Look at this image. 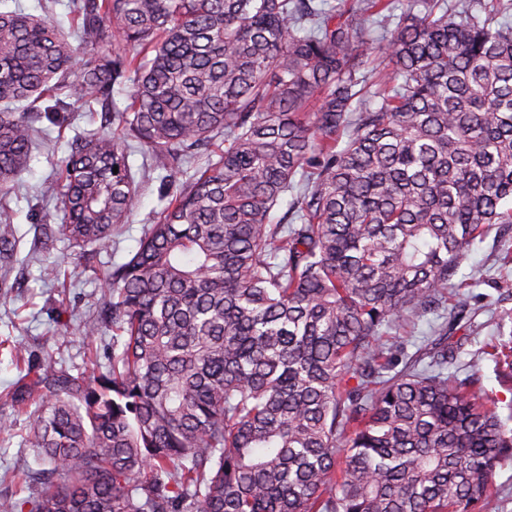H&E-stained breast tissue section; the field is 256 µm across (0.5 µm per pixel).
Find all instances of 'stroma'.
Listing matches in <instances>:
<instances>
[{"label":"stroma","instance_id":"obj_1","mask_svg":"<svg viewBox=\"0 0 512 512\" xmlns=\"http://www.w3.org/2000/svg\"><path fill=\"white\" fill-rule=\"evenodd\" d=\"M131 86L113 92L111 98L94 107L71 101L65 128L49 121L41 126L48 133L47 145L33 150L27 168L7 191L0 193L7 215L16 230V246L10 272L0 277V291L10 297L0 303V419L15 423L10 434H0V495L18 500L38 499L44 466L35 449L25 447L22 437L31 425L36 402L18 406L13 392L25 371L17 367L14 347H22L30 362L52 361L56 370L93 376L105 369L112 355L111 325H104L95 342L83 335L86 323L99 319L104 295L103 273L112 265L126 262L139 246L148 224L161 208V184L181 187L183 172H166L160 162L138 144H129V162L135 173L140 206L127 223L118 225L106 244L69 246L57 236H46L42 227L57 226L60 200L43 196L45 184L59 176L71 141L90 129L112 123V112L130 102ZM512 252V232L491 233L472 245L460 269L470 284V306L475 312L476 330L455 353L452 373L474 375L473 390L484 391L494 400L497 411L512 429V377L490 360L479 372H472L473 357L485 344L512 340V271L501 268L497 254Z\"/></svg>","mask_w":512,"mask_h":512}]
</instances>
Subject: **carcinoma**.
I'll return each mask as SVG.
<instances>
[{"label": "carcinoma", "mask_w": 512, "mask_h": 512, "mask_svg": "<svg viewBox=\"0 0 512 512\" xmlns=\"http://www.w3.org/2000/svg\"><path fill=\"white\" fill-rule=\"evenodd\" d=\"M392 2L73 0L76 44L0 10V188L39 119L133 84L47 186L69 244L137 209L124 140L180 170L224 134L102 280L106 371L26 368L24 441L57 476L30 512H483L512 429L448 379V285L512 225V0ZM369 16L394 24L376 48ZM288 195L298 223H271ZM441 321L442 319L438 320L435 315L431 314L427 316V319L421 320L414 329V333L411 334V342L407 344L408 354H413L421 344H424L433 335L434 327H437V323Z\"/></svg>", "instance_id": "carcinoma-1"}]
</instances>
